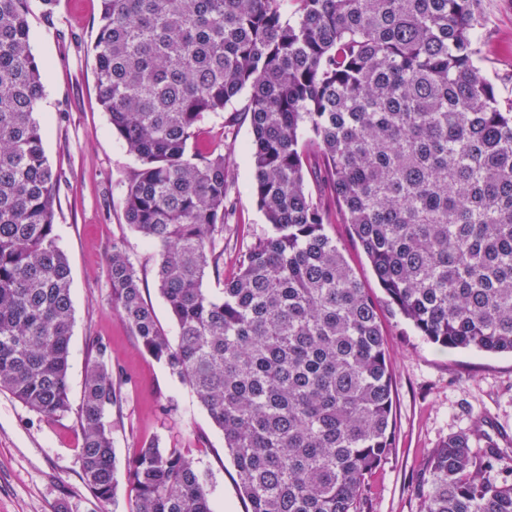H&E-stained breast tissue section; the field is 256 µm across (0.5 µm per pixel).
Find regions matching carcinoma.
Returning <instances> with one entry per match:
<instances>
[{"label": "carcinoma", "mask_w": 512, "mask_h": 512, "mask_svg": "<svg viewBox=\"0 0 512 512\" xmlns=\"http://www.w3.org/2000/svg\"><path fill=\"white\" fill-rule=\"evenodd\" d=\"M32 0H0V391L68 415L70 267L61 175L35 118L45 72ZM481 0H101L99 100L137 167L126 224L157 254L172 343L123 243L108 277L144 350L224 433L251 512H362L390 449L392 374L373 297L325 232L341 207L396 310L449 349L512 354V88L483 74ZM248 92L266 234L224 276V144L201 125ZM213 274L220 289L204 287ZM77 408L84 485L118 480L126 381L91 344ZM478 419L429 455L421 512H512V454ZM132 512H212L208 471L150 440L128 460Z\"/></svg>", "instance_id": "cac0c4a2"}]
</instances>
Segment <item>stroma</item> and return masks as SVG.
I'll return each instance as SVG.
<instances>
[{
    "mask_svg": "<svg viewBox=\"0 0 512 512\" xmlns=\"http://www.w3.org/2000/svg\"><path fill=\"white\" fill-rule=\"evenodd\" d=\"M483 69L487 77L512 76V0H483ZM100 0H58L51 17L34 12L30 45L46 71L35 114L45 128L44 147L61 175L54 230L71 269L74 323L70 339L69 398L79 405L89 349L101 339L112 348V371L126 379V401L112 429L117 470L134 448L159 439L164 448L191 449L211 474L214 512H247L224 435L190 388L173 378L132 335L112 304L108 258L124 243L143 280V296L169 338L175 321L157 287L154 247L131 231L123 212L126 186L136 162L113 134L98 98L92 46ZM238 95L224 115L208 117L200 138L231 146L234 214L224 228V271L262 236L265 219L253 191L246 153L251 128ZM237 114L232 128L225 115ZM325 231L336 238L362 286L377 303L393 371L392 445L373 474L364 512H420L415 487L433 448L478 418L501 447L512 452V355L451 350L428 342L399 314L380 286L348 225ZM76 416L49 420L0 393V512H101L81 479Z\"/></svg>",
    "mask_w": 512,
    "mask_h": 512,
    "instance_id": "obj_1",
    "label": "stroma"
}]
</instances>
